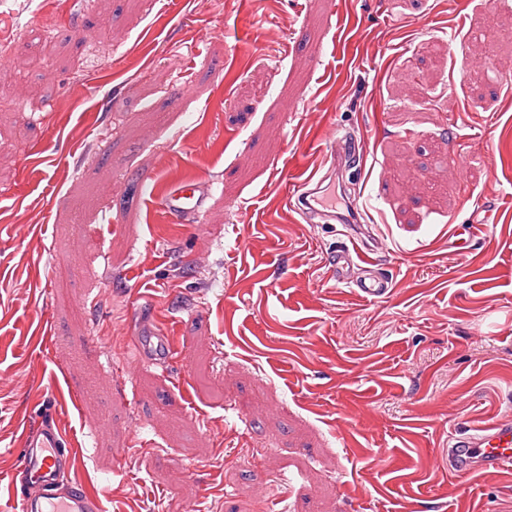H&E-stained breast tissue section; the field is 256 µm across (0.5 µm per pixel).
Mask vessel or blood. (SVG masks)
Instances as JSON below:
<instances>
[{"label": "vessel or blood", "mask_w": 512, "mask_h": 512, "mask_svg": "<svg viewBox=\"0 0 512 512\" xmlns=\"http://www.w3.org/2000/svg\"><path fill=\"white\" fill-rule=\"evenodd\" d=\"M320 167L287 184L284 197L307 224H341L344 216L325 204L328 181L335 176H354L355 214L370 217L372 206L366 192V151L363 144L352 141L346 129L331 130L321 146ZM211 190L201 179L172 182L161 195L159 205L170 218L184 223L195 220ZM350 247L335 252L330 261V276L337 284L358 289L364 296L380 298L390 292V281L379 275L370 254L381 245L379 238L354 236ZM78 463L66 447V437L53 416L40 418L28 432L19 457L17 481L21 495L19 512H100L98 496L81 489L63 492L62 475ZM512 463V419L465 425L448 438V466L460 475L480 469L500 468Z\"/></svg>", "instance_id": "vessel-or-blood-1"}]
</instances>
